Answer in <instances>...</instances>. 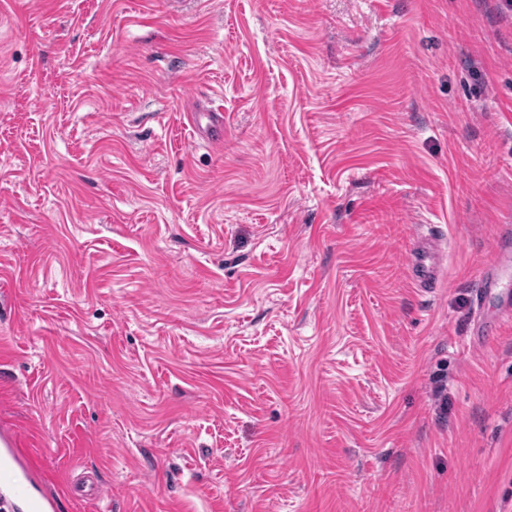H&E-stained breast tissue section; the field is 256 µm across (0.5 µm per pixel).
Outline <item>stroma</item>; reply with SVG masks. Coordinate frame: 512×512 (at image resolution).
I'll use <instances>...</instances> for the list:
<instances>
[{"label": "stroma", "instance_id": "1", "mask_svg": "<svg viewBox=\"0 0 512 512\" xmlns=\"http://www.w3.org/2000/svg\"><path fill=\"white\" fill-rule=\"evenodd\" d=\"M502 237L506 0H0V435L58 512H512ZM428 234H419L411 250L410 272L415 285L423 292L436 287L439 271L433 247L428 244Z\"/></svg>", "mask_w": 512, "mask_h": 512}]
</instances>
